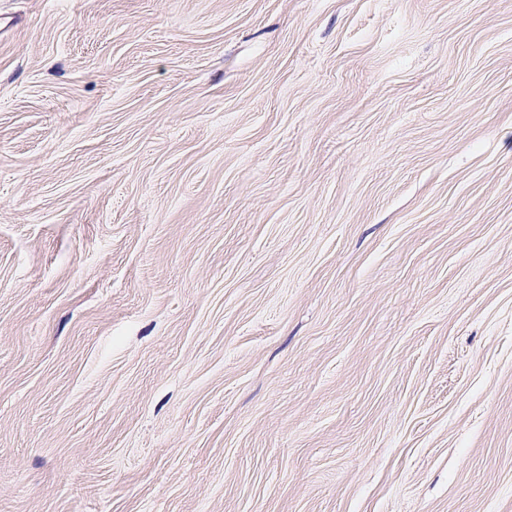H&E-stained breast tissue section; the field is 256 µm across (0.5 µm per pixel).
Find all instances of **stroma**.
<instances>
[{
	"label": "stroma",
	"instance_id": "obj_1",
	"mask_svg": "<svg viewBox=\"0 0 512 512\" xmlns=\"http://www.w3.org/2000/svg\"><path fill=\"white\" fill-rule=\"evenodd\" d=\"M0 512H512V0H0Z\"/></svg>",
	"mask_w": 512,
	"mask_h": 512
}]
</instances>
